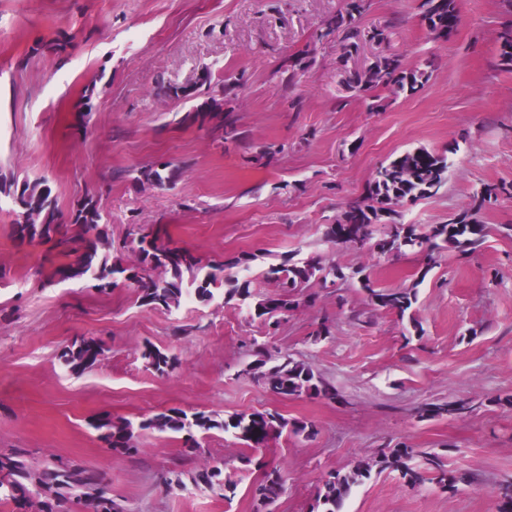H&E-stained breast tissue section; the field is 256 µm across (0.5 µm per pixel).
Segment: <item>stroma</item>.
Instances as JSON below:
<instances>
[{"mask_svg":"<svg viewBox=\"0 0 512 512\" xmlns=\"http://www.w3.org/2000/svg\"><path fill=\"white\" fill-rule=\"evenodd\" d=\"M419 3L367 0L362 25L393 33L350 64L364 67L378 52L410 69L436 60L416 95L379 88L369 98L340 92L348 63L336 41L316 37L344 0H0V177L47 179L65 213L94 195L113 259L136 264L124 242L141 225L207 267L252 255L236 274L262 296L275 291L262 276L269 264L313 255L362 270L375 287L417 293L411 322L340 281L312 285L275 325L220 294L145 306L130 282L48 281L46 245L14 239L16 206L0 194V452L22 449L33 473L52 457L67 459L98 475L123 512H250L251 487L278 467L287 490L272 512H309L328 473L408 446L443 454L465 482L446 493L376 473L340 512H498L494 486L512 476V407L502 403L512 397V200L482 210L488 235L476 252L461 260L445 251L429 271L417 254L324 237L346 202L364 197L376 168L407 150H445L452 164L436 196L398 206L404 224L444 223L476 188L512 182V69L499 66L497 41L512 26V6L462 0L456 34L435 42ZM57 39L67 42L64 53L50 50ZM309 44L311 66L281 86V62ZM204 65L213 87L239 81L238 143L220 146L206 129L178 124L193 102L151 93L156 78L181 83ZM270 144L280 154L256 162ZM162 161L183 167L175 184L145 190L133 182V169ZM322 321L331 334L313 340ZM79 336L94 338L103 354L75 373L60 353ZM147 344L175 357V369L147 366ZM257 344L307 362L335 398H276L242 377ZM466 397L475 409L465 417L419 414L423 404ZM173 408L219 417L275 411L312 423L314 433L276 436L250 453L220 430L192 442L145 430L138 453L126 455L93 427L103 417L137 423ZM246 453L253 462L244 469ZM220 463L239 482L230 502L192 481Z\"/></svg>","mask_w":512,"mask_h":512,"instance_id":"1","label":"stroma"}]
</instances>
